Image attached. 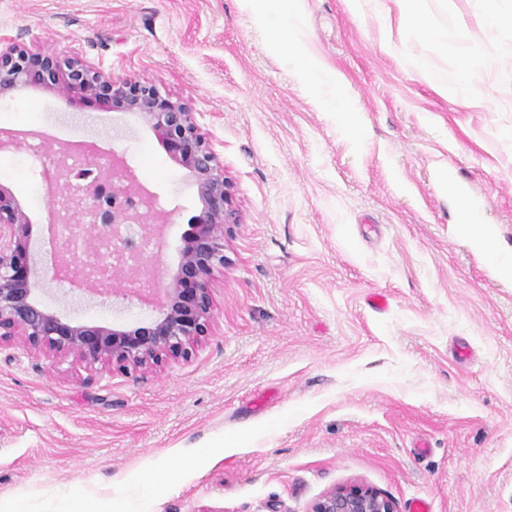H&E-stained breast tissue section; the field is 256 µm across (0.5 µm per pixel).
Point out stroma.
<instances>
[{
	"label": "stroma",
	"instance_id": "stroma-1",
	"mask_svg": "<svg viewBox=\"0 0 512 512\" xmlns=\"http://www.w3.org/2000/svg\"><path fill=\"white\" fill-rule=\"evenodd\" d=\"M393 0H301L299 49L338 71L358 137L321 106L254 0H0V34L50 45L114 78L188 100L224 162L240 222L212 293L215 330L148 374L0 347V501L33 512H308L361 482L398 512H512V280L459 227L447 176L468 187L512 253V28L478 0H422L474 46L466 94H440L459 59L381 19ZM123 155L169 212L144 258L166 279L200 209L187 170L136 117L72 108L30 88L0 99V129ZM39 263L53 208L28 149L0 152ZM133 277L106 297L45 281L75 322L137 326L155 308ZM385 299L375 308L373 296ZM429 445L418 453L419 442ZM196 458L173 484L164 459ZM83 499H68L70 487ZM482 6V14L485 26L490 31H497L498 29L509 26L512 24V14H505L501 8L503 0H479Z\"/></svg>",
	"mask_w": 512,
	"mask_h": 512
}]
</instances>
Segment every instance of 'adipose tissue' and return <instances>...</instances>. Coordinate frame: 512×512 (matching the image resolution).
Returning <instances> with one entry per match:
<instances>
[{"label": "adipose tissue", "instance_id": "1", "mask_svg": "<svg viewBox=\"0 0 512 512\" xmlns=\"http://www.w3.org/2000/svg\"><path fill=\"white\" fill-rule=\"evenodd\" d=\"M266 7L265 23L274 32V43L278 50L295 61L306 82L311 85L329 87L330 93L323 100L326 111L335 113L349 135H356L357 127L353 113L340 90V79L327 64L304 59L297 48V33L302 24V14L295 0H262ZM398 8V26L415 33L425 41L439 46L443 51L460 55L461 63L456 71L457 86H468L472 80L469 66L470 52L465 51L459 39L449 37L447 29L439 26L419 7V0H394Z\"/></svg>", "mask_w": 512, "mask_h": 512}]
</instances>
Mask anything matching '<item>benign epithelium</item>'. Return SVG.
<instances>
[{"label":"benign epithelium","mask_w":512,"mask_h":512,"mask_svg":"<svg viewBox=\"0 0 512 512\" xmlns=\"http://www.w3.org/2000/svg\"><path fill=\"white\" fill-rule=\"evenodd\" d=\"M28 88L47 89L68 104L137 115L169 156L187 169L197 188L199 213L184 237L180 260L168 279L154 285L152 298L164 296L157 315L132 328L75 323L41 306L35 293L45 271L30 246L31 219L12 191L0 185V346L19 343L49 361L70 358L88 371L95 365L144 374L162 364L188 359L214 333L212 290L224 268V238L239 219L233 207L224 162L200 131L196 113L147 81L111 78L82 61L51 48L35 53L12 46L0 49V98ZM112 191L106 181H90L75 190L72 172L57 168L43 175L54 194L56 238L60 249L54 271L71 267L69 256L93 253L101 227L85 223L91 209L108 222L141 230L152 239L168 214L153 208L154 194L136 181L123 159L112 155ZM309 512H398L395 502L364 484L334 487L313 502Z\"/></svg>","instance_id":"benign-epithelium-1"}]
</instances>
